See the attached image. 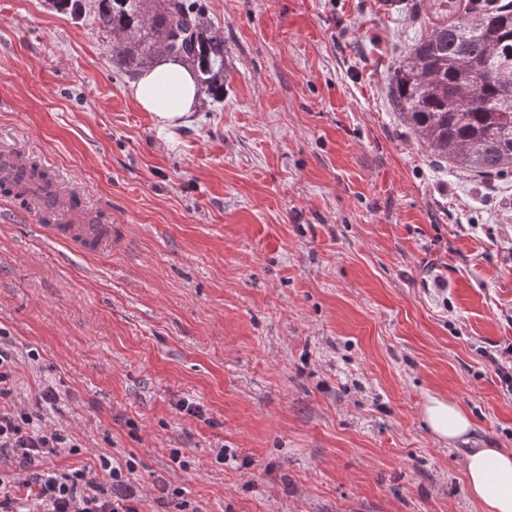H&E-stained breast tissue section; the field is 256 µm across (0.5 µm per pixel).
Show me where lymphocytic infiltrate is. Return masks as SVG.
Here are the masks:
<instances>
[{
    "label": "lymphocytic infiltrate",
    "instance_id": "1",
    "mask_svg": "<svg viewBox=\"0 0 512 512\" xmlns=\"http://www.w3.org/2000/svg\"><path fill=\"white\" fill-rule=\"evenodd\" d=\"M33 423L32 413L0 410V454L16 458L30 472L23 481L0 476V512H14V495L20 491L32 501V512H137L129 497L88 479L83 470L44 469V461L57 455L67 438Z\"/></svg>",
    "mask_w": 512,
    "mask_h": 512
}]
</instances>
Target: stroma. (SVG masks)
<instances>
[{
	"label": "stroma",
	"mask_w": 512,
	"mask_h": 512,
	"mask_svg": "<svg viewBox=\"0 0 512 512\" xmlns=\"http://www.w3.org/2000/svg\"><path fill=\"white\" fill-rule=\"evenodd\" d=\"M199 2L224 101L164 139L92 15L0 0V150L119 240L0 192V408L69 438L49 468L130 464L139 512H179L162 480L200 512H482L421 408L512 450V174L442 166L392 105L435 0ZM68 197V194L59 195L53 202L54 209L64 213L73 224H44V227L58 237H66L85 246V242L91 241L85 232L86 225L76 223L85 222L86 217L71 209ZM423 420L438 440L448 444L468 443L472 429L468 412L453 398L428 397L422 407Z\"/></svg>",
	"instance_id": "35a3bbf8"
}]
</instances>
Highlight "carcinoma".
<instances>
[{
  "label": "carcinoma",
  "mask_w": 512,
  "mask_h": 512,
  "mask_svg": "<svg viewBox=\"0 0 512 512\" xmlns=\"http://www.w3.org/2000/svg\"><path fill=\"white\" fill-rule=\"evenodd\" d=\"M446 21L415 41L394 72L393 104L439 161L463 172H512V3L436 0ZM94 22L120 37L112 70L132 76L162 56L184 59L201 91L224 101V37L203 9L186 0H98ZM39 179L53 196L55 180L31 162L15 175Z\"/></svg>",
  "instance_id": "cac0c4a2"
}]
</instances>
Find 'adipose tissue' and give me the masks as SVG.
<instances>
[{"mask_svg":"<svg viewBox=\"0 0 512 512\" xmlns=\"http://www.w3.org/2000/svg\"><path fill=\"white\" fill-rule=\"evenodd\" d=\"M128 93L142 111L152 113L161 134L187 123L201 96L191 68L171 58L142 71L129 84ZM422 415L437 439L465 444L468 488L484 512H512V451L467 447L472 420L455 399L428 397Z\"/></svg>","mask_w":512,"mask_h":512,"instance_id":"adipose-tissue-1","label":"adipose tissue"}]
</instances>
